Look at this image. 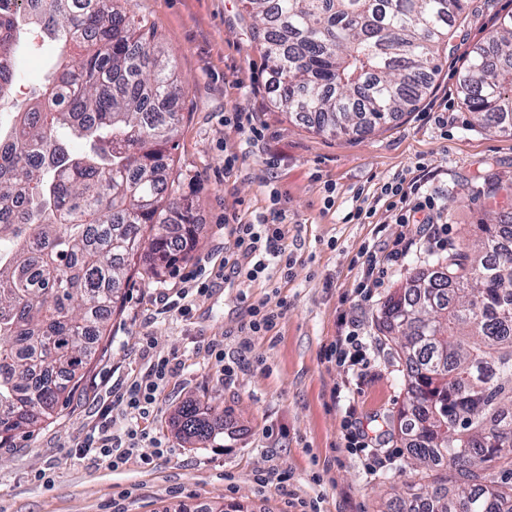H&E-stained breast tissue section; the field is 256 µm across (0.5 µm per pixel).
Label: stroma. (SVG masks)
I'll list each match as a JSON object with an SVG mask.
<instances>
[{"label": "stroma", "mask_w": 512, "mask_h": 512, "mask_svg": "<svg viewBox=\"0 0 512 512\" xmlns=\"http://www.w3.org/2000/svg\"><path fill=\"white\" fill-rule=\"evenodd\" d=\"M133 7L154 25L186 87L172 155L185 193L199 206L196 245L161 276L132 270L81 384L51 419L0 448V512H203L214 503L297 512L303 501L321 512H387L415 475L397 424L404 380L377 317L389 294L426 269L436 249L419 225L400 227L382 210L370 224L342 218L355 207L358 190L371 195L384 184L417 178L448 225L449 248L470 242L490 185L512 181V134L479 127L462 105L461 58L512 15V0H469L453 48L442 55L432 91L415 111L382 130L336 138L274 106L267 62L250 36L242 0H133ZM54 61L51 49L21 44L18 101L33 97ZM237 112L253 115L262 139L246 140L227 125ZM230 154L239 160L228 174ZM274 190L286 197L292 276L275 290L253 283L248 295L286 311L273 332L254 337L248 365L228 383L195 344L219 341L228 358H237L245 303L221 285L192 296L188 320L165 312L164 303L201 260L223 261L225 219L249 222L269 214ZM401 236L412 244L405 258L370 297L354 296L359 253L389 252ZM344 319L362 324L376 352L352 391L359 420L379 417L384 430L366 456L344 446L345 404L336 390L346 374L326 357ZM147 336L155 353L184 364L148 422L163 457L145 443L138 453L153 457L148 467L132 461L114 470L81 458L75 446L111 404L113 390L147 370ZM190 401L217 408L231 436L217 431L210 440L187 441L179 411ZM272 469L288 472L287 490L259 481V473Z\"/></svg>", "instance_id": "1"}]
</instances>
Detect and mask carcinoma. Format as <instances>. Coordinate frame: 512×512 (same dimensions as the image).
<instances>
[{
	"label": "carcinoma",
	"instance_id": "1",
	"mask_svg": "<svg viewBox=\"0 0 512 512\" xmlns=\"http://www.w3.org/2000/svg\"><path fill=\"white\" fill-rule=\"evenodd\" d=\"M276 89L314 132L374 131L413 111L468 0H244ZM70 48L23 104L21 35ZM458 94L481 127L512 131V17L474 46ZM186 91L131 0H0V448L79 384L140 264L158 276L195 245L197 204L172 149ZM481 236L390 295L382 331L404 360L399 427L420 481L395 512H512V224ZM188 440L212 431L183 406ZM447 464L456 484L431 477Z\"/></svg>",
	"mask_w": 512,
	"mask_h": 512
}]
</instances>
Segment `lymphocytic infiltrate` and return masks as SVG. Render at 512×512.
Here are the masks:
<instances>
[{
	"label": "lymphocytic infiltrate",
	"mask_w": 512,
	"mask_h": 512,
	"mask_svg": "<svg viewBox=\"0 0 512 512\" xmlns=\"http://www.w3.org/2000/svg\"><path fill=\"white\" fill-rule=\"evenodd\" d=\"M381 194L385 207L397 224H424L428 227V237L439 249L448 247V228L440 224L434 212L436 201L433 194L423 190L420 182L401 181L383 186ZM287 216L275 209L270 216L249 222L239 221L225 224L224 235L229 241V249L224 263L218 268L200 269L193 279V288L204 294L217 281L238 278L239 282L264 280L267 287H278L280 280L291 275L293 259L285 244L287 238ZM283 316L282 309L269 307L267 302L251 304L249 318L239 332L241 353L252 350V339L275 330ZM326 355L334 359L337 366L346 368L353 375H360L372 361L371 348L356 325H348L341 330ZM181 361L177 358L160 357L154 360L147 372L137 380L127 384L116 399L127 421L123 433H116V421L111 409L100 413L98 422L78 445L80 456H89L107 463L112 469L126 465L140 441L149 439L150 431L146 420L158 397L179 372Z\"/></svg>",
	"instance_id": "1"
}]
</instances>
